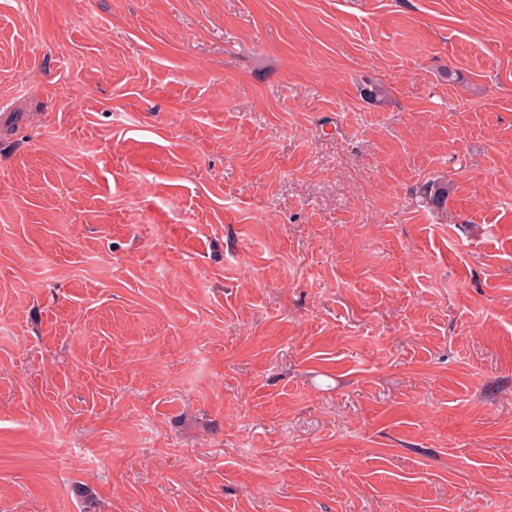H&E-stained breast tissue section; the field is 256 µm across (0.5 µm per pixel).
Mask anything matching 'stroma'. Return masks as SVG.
<instances>
[{
    "label": "stroma",
    "mask_w": 512,
    "mask_h": 512,
    "mask_svg": "<svg viewBox=\"0 0 512 512\" xmlns=\"http://www.w3.org/2000/svg\"><path fill=\"white\" fill-rule=\"evenodd\" d=\"M0 512H512V0H0ZM422 198L429 207L443 209L448 200V184L444 180L427 182L422 189Z\"/></svg>",
    "instance_id": "35a3bbf8"
}]
</instances>
